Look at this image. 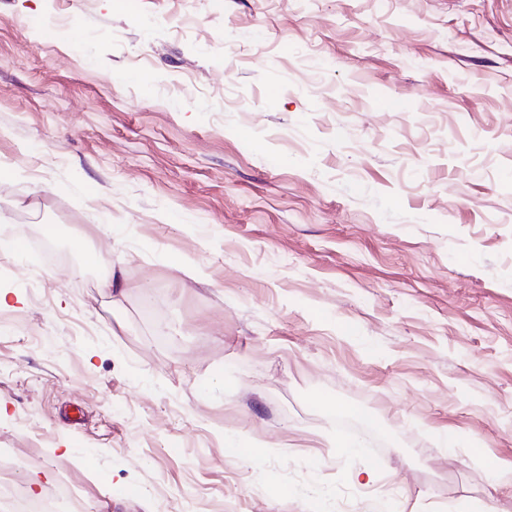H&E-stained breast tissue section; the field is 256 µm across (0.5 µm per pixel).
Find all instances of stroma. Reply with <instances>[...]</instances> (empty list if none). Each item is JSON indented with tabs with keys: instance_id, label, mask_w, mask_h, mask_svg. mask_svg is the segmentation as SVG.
Instances as JSON below:
<instances>
[{
	"instance_id": "obj_1",
	"label": "stroma",
	"mask_w": 512,
	"mask_h": 512,
	"mask_svg": "<svg viewBox=\"0 0 512 512\" xmlns=\"http://www.w3.org/2000/svg\"><path fill=\"white\" fill-rule=\"evenodd\" d=\"M0 291L42 495L512 512V0H0Z\"/></svg>"
}]
</instances>
